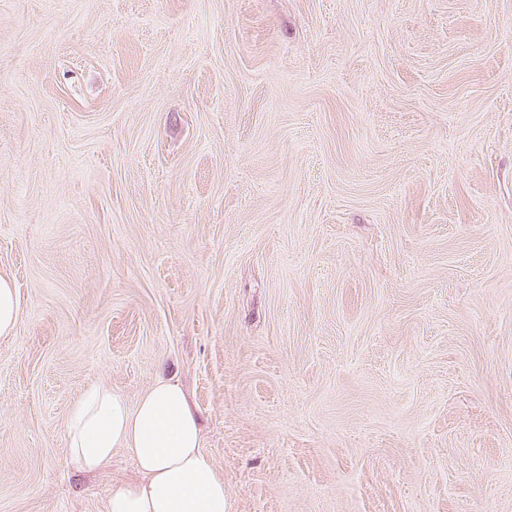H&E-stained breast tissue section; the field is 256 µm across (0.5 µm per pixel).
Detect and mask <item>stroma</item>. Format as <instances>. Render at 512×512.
Here are the masks:
<instances>
[{
  "mask_svg": "<svg viewBox=\"0 0 512 512\" xmlns=\"http://www.w3.org/2000/svg\"><path fill=\"white\" fill-rule=\"evenodd\" d=\"M0 275V512L162 375L226 512H512V0H0ZM19 321V302L8 278L0 276V335H11Z\"/></svg>",
  "mask_w": 512,
  "mask_h": 512,
  "instance_id": "1",
  "label": "stroma"
}]
</instances>
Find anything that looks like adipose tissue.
Masks as SVG:
<instances>
[{"instance_id": "obj_1", "label": "adipose tissue", "mask_w": 512, "mask_h": 512, "mask_svg": "<svg viewBox=\"0 0 512 512\" xmlns=\"http://www.w3.org/2000/svg\"><path fill=\"white\" fill-rule=\"evenodd\" d=\"M127 449L140 481L113 491L108 512H225L224 481L201 450L199 419L179 383L158 378L136 407L93 387L69 414L71 459L96 472Z\"/></svg>"}]
</instances>
